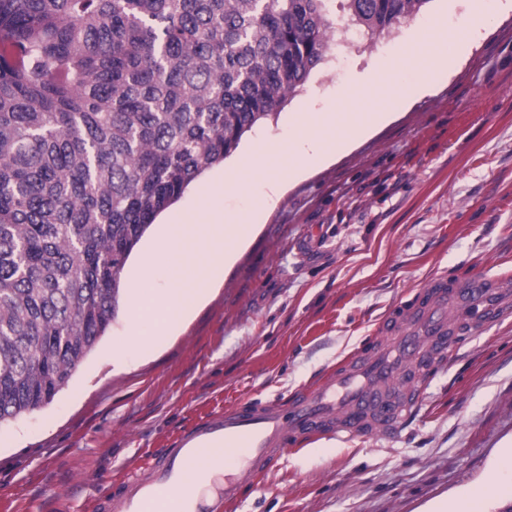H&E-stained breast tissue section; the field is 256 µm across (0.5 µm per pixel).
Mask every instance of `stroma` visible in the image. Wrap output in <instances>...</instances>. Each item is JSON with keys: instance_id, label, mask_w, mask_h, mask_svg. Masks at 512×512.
Here are the masks:
<instances>
[{"instance_id": "stroma-1", "label": "stroma", "mask_w": 512, "mask_h": 512, "mask_svg": "<svg viewBox=\"0 0 512 512\" xmlns=\"http://www.w3.org/2000/svg\"><path fill=\"white\" fill-rule=\"evenodd\" d=\"M463 0H430L391 33L331 49L275 117L194 180L161 221L254 148L281 150L298 112L336 111L359 77ZM441 79L333 161L286 185L178 337L150 357L106 336L49 404L0 424V512H98L116 480L184 427L283 400L360 349L432 276L512 280V12ZM503 512L512 504V317L445 357L397 438H319L228 512Z\"/></svg>"}]
</instances>
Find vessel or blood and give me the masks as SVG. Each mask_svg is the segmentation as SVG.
<instances>
[{
	"instance_id": "1",
	"label": "vessel or blood",
	"mask_w": 512,
	"mask_h": 512,
	"mask_svg": "<svg viewBox=\"0 0 512 512\" xmlns=\"http://www.w3.org/2000/svg\"><path fill=\"white\" fill-rule=\"evenodd\" d=\"M512 315V282L499 277L432 278L411 308L387 314L368 348L290 400L243 403L181 432L103 512H182L177 496L201 461L234 457L193 512H223L276 467L288 448L321 435L392 437L448 348Z\"/></svg>"
}]
</instances>
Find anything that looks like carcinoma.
<instances>
[{
	"instance_id": "carcinoma-1",
	"label": "carcinoma",
	"mask_w": 512,
	"mask_h": 512,
	"mask_svg": "<svg viewBox=\"0 0 512 512\" xmlns=\"http://www.w3.org/2000/svg\"><path fill=\"white\" fill-rule=\"evenodd\" d=\"M0 0V422L50 403L112 323L155 218L331 47L431 0Z\"/></svg>"
}]
</instances>
